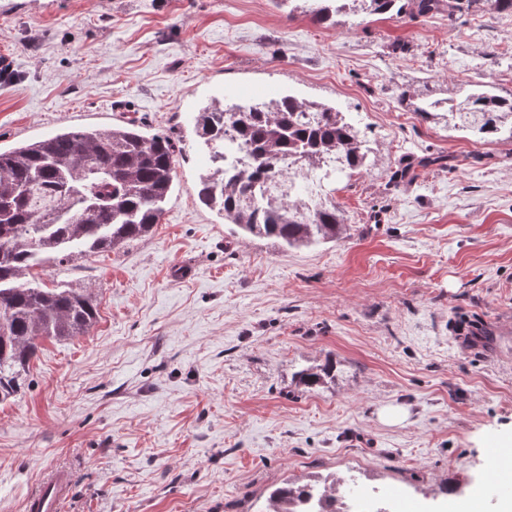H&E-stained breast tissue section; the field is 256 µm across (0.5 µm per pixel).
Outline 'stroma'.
Returning <instances> with one entry per match:
<instances>
[{
    "label": "stroma",
    "instance_id": "obj_1",
    "mask_svg": "<svg viewBox=\"0 0 512 512\" xmlns=\"http://www.w3.org/2000/svg\"><path fill=\"white\" fill-rule=\"evenodd\" d=\"M0 149L136 121L178 150L147 237L47 265L97 320L47 340L0 403V512H28L53 465L65 512H266L289 480H342V512H452L512 447V335L477 350L458 321L512 317V143L423 120L405 93H512V14L484 4L319 24L274 0H0ZM368 132L367 171L336 184L345 239L284 250L234 236L197 197L195 112L285 94ZM425 156L445 166L417 180ZM336 364L314 389L295 374ZM389 408L395 423L381 420Z\"/></svg>",
    "mask_w": 512,
    "mask_h": 512
}]
</instances>
